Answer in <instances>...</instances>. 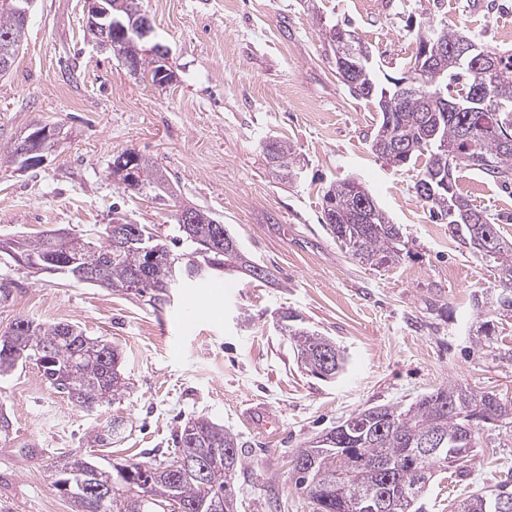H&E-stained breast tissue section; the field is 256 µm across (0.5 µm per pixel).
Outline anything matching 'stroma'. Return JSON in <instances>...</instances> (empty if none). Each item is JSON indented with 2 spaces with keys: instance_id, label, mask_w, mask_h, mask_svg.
<instances>
[{
  "instance_id": "stroma-1",
  "label": "stroma",
  "mask_w": 512,
  "mask_h": 512,
  "mask_svg": "<svg viewBox=\"0 0 512 512\" xmlns=\"http://www.w3.org/2000/svg\"><path fill=\"white\" fill-rule=\"evenodd\" d=\"M139 0L154 39L170 50L171 83L131 72L86 30L84 0H37L12 70L0 77V143L33 121L54 125L47 163L22 170L0 159V238L64 228L101 243L109 224H151L166 235L190 204L229 225L272 282L231 274L215 288L178 289L163 311L59 273H32L0 256L12 294L0 300V333L22 318L78 325L122 352L130 389L87 411L50 387L29 363L0 377V412L13 440L0 446V512H77L54 487V465L72 452L109 466L172 457L184 423L203 416L238 434L241 512H312L291 472L293 453L349 414L411 404L456 382L512 399V365L475 343V294L493 272L432 220L416 194L424 161L394 168L370 149L378 114L336 77L320 23L348 24L381 70L400 76L424 14L475 42L512 54V0ZM293 146V186L272 178L263 144ZM148 157L177 196L162 204L124 191L108 175L122 152ZM356 177L406 247L399 263L372 269L342 251L322 226L330 183ZM459 193L499 219L512 240V188L476 169ZM330 338L346 358L334 379L311 375L282 331L283 313ZM281 417L273 437L245 411ZM125 422L109 446L90 437ZM467 477L437 473L420 512L451 506L512 474V428L481 430Z\"/></svg>"
}]
</instances>
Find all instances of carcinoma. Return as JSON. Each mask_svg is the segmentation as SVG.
<instances>
[{
    "mask_svg": "<svg viewBox=\"0 0 512 512\" xmlns=\"http://www.w3.org/2000/svg\"><path fill=\"white\" fill-rule=\"evenodd\" d=\"M116 17L129 25L141 15L138 0H120ZM14 13L0 4V50L4 36L14 32ZM463 36L438 25L429 17L419 23L416 51L407 64L406 77L414 91L401 106L384 101V90L393 85L374 76L354 81L349 72L336 70V75L350 93L374 103L379 120L372 141V150L393 167H405L427 158L422 178L416 183V193L429 207L430 213L448 224L450 237L469 253L480 259L498 275L497 295L480 299V308L503 317L512 315V242L507 244L500 235L494 218L485 210L454 191L455 174L474 167L507 186L512 183V54L505 55L493 48L479 45L492 56L496 67L485 74L475 63L460 60L458 44ZM140 55L136 70L155 85H162L161 65L153 51ZM485 86L487 103L495 105L490 120L481 124L470 113L459 112L445 118L444 102L470 95L474 85ZM271 173L284 186H292L299 176L296 155L288 144L273 141L266 145ZM133 192H155L154 199L165 201L171 194L161 191L159 175L152 162L138 157L134 165ZM372 195L363 183L344 179L330 184L323 192L322 208L336 215V223L326 230L336 245L359 263L370 268L388 267L401 259L405 243L398 225L378 203L361 213V202ZM172 241L181 245L180 254H173L167 244L155 238L148 224L140 225L146 244L155 250L153 260L141 245L132 243L114 251L109 243L84 242L73 255L74 264L66 275L75 277L77 269L98 270L104 275V286L115 292L131 295L155 310L166 302L167 289L180 282H192L188 268L202 265V279L207 280L223 271L242 272L253 259L235 243V248L214 249L210 224H194L189 228L177 223L172 228ZM63 254L58 243L42 234L25 238L18 264L30 269L51 265L54 257ZM142 270L145 279L137 290H131L132 276ZM27 327L0 334V375H7L28 363L38 352L48 361L38 365L43 379L58 392L67 395L77 407L90 410L110 403L123 395L128 382L121 370L122 353L112 343L91 338L71 324H47L26 320ZM486 331L478 332V343L493 361L512 363V349L497 347L496 325L488 319L480 324ZM282 329L295 342L303 364L314 372L319 357L331 354L333 369L343 368L344 357L328 338L315 330L295 324V317L284 315ZM512 425V403L493 392H482L456 382L440 386L408 406L380 405L350 414L341 425L354 427L355 445L359 456H376L399 465L394 480L366 464H351L334 445H321L310 440L315 465L311 472L293 471L296 485L318 504L314 512H364L374 498L404 489L417 501L429 485L434 471H449L460 477L467 473L478 448V425ZM123 422L113 420L104 430L93 435L92 443L112 444L120 435ZM428 436L440 439L439 450L430 456L420 455L406 464L407 452L420 446ZM178 455L170 462H130L123 467L135 475L144 472L151 484L148 497H136V485H128L117 467L101 468L74 453L64 455L55 475L70 482V497L83 512H166L173 501L185 506L186 512H214L212 507L236 495L235 485L224 474V461L214 464L207 478L197 479L192 469L179 464L186 454L208 455L212 449L242 450L239 437L206 418L187 422L174 440ZM503 484L491 492L477 491L460 500L455 512H497V499L512 500V490Z\"/></svg>",
    "mask_w": 512,
    "mask_h": 512,
    "instance_id": "1",
    "label": "carcinoma"
}]
</instances>
